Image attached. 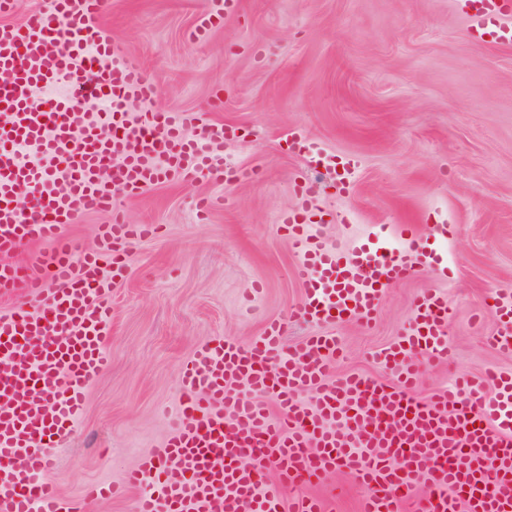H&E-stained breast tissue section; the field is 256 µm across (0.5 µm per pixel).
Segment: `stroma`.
Wrapping results in <instances>:
<instances>
[{"mask_svg":"<svg viewBox=\"0 0 512 512\" xmlns=\"http://www.w3.org/2000/svg\"><path fill=\"white\" fill-rule=\"evenodd\" d=\"M206 8L207 0H107L97 21L157 86L152 102L130 103L129 112H195L242 127L246 139L226 150L232 184L200 174L117 200L128 223L160 231L133 245L115 280L110 364L51 451L45 477L61 498L81 500L93 484L122 487L86 512H135L140 492L125 487V474L171 435L180 369L199 347L226 337L249 343L273 318L287 321L291 342L318 330L290 318L303 290L298 257L277 226L295 202V181L309 173L306 156L288 149L297 128L318 150L359 160L350 192L334 173L317 175L312 235L349 253L377 226L410 224L438 257L437 268L386 289L372 324L323 325L343 347L334 374L392 380L378 355L401 339L428 290L448 301L450 354L412 355L417 397L461 374L491 396L487 374L512 373V355L491 344L493 292L512 290V45L473 40L453 0H242L192 44ZM204 197L217 201L205 217ZM345 214L350 223H341ZM443 222L448 237L435 239ZM305 491L329 495L336 512H358L364 495L338 471Z\"/></svg>","mask_w":512,"mask_h":512,"instance_id":"stroma-1","label":"stroma"}]
</instances>
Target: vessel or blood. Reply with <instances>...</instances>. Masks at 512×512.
Wrapping results in <instances>:
<instances>
[{
    "mask_svg": "<svg viewBox=\"0 0 512 512\" xmlns=\"http://www.w3.org/2000/svg\"><path fill=\"white\" fill-rule=\"evenodd\" d=\"M105 0H47L21 24H0V294L17 298L0 313V512H80L42 478L51 448L70 434L83 390L108 366L112 284L132 246L154 234L127 223L115 194L136 198L155 185L205 173L232 184L225 148L240 138L233 125L212 126L194 112L126 111L151 101L156 86L97 26ZM476 37L512 42V0H454ZM239 0H209L192 43L235 13ZM52 94L35 111L32 88ZM104 99V112L85 110ZM331 164L347 184L355 159L310 157ZM296 204L280 229L300 261L304 288L292 315L320 325L353 316L372 322L386 288L435 267L434 252L403 228L409 247L361 244L346 256L309 232L316 206L311 180L294 186ZM108 210L97 249L76 252L68 225ZM46 244L25 262L17 254ZM493 346L512 354V293L495 295ZM443 294L416 303L402 338L380 353L396 373L387 384L362 375L333 376L340 351L320 332L290 343L287 325L267 323L250 343L202 346L182 366V400L173 435L128 473L144 488L136 512H333L321 497H285V488L342 471L366 488L361 512H512V375L495 379L484 398L466 379L418 400L408 353L449 355ZM245 385L250 397L237 395ZM310 391L311 403L298 395ZM273 395L274 406L262 403ZM275 463L278 481L259 473Z\"/></svg>",
    "mask_w": 512,
    "mask_h": 512,
    "instance_id": "1",
    "label": "vessel or blood"
}]
</instances>
